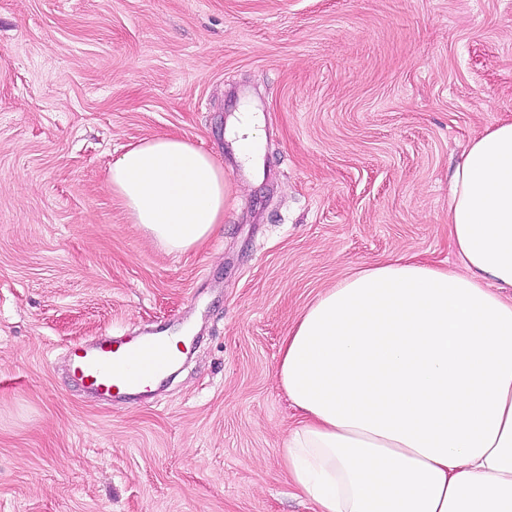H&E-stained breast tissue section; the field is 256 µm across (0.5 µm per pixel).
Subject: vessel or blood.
I'll list each match as a JSON object with an SVG mask.
<instances>
[{
    "instance_id": "b4317fda",
    "label": "vessel or blood",
    "mask_w": 512,
    "mask_h": 512,
    "mask_svg": "<svg viewBox=\"0 0 512 512\" xmlns=\"http://www.w3.org/2000/svg\"><path fill=\"white\" fill-rule=\"evenodd\" d=\"M183 353V341L169 335L99 336L85 345L72 344L67 367L75 382L101 397L142 395L151 392Z\"/></svg>"
}]
</instances>
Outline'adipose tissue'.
<instances>
[{
  "label": "adipose tissue",
  "instance_id": "obj_1",
  "mask_svg": "<svg viewBox=\"0 0 512 512\" xmlns=\"http://www.w3.org/2000/svg\"><path fill=\"white\" fill-rule=\"evenodd\" d=\"M107 185L178 252L221 224L232 191L168 135L129 146ZM448 227L461 271L412 257L359 269L282 340L300 419L281 457L312 512H512V120L468 144Z\"/></svg>",
  "mask_w": 512,
  "mask_h": 512
}]
</instances>
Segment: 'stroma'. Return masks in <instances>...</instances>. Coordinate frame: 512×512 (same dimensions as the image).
<instances>
[{
    "label": "stroma",
    "instance_id": "obj_1",
    "mask_svg": "<svg viewBox=\"0 0 512 512\" xmlns=\"http://www.w3.org/2000/svg\"><path fill=\"white\" fill-rule=\"evenodd\" d=\"M245 107L252 167L227 135ZM509 117L512 0H0V512H310L281 466L283 337L357 269H458L453 172ZM157 135L233 186L186 252L105 184ZM161 328L186 359L152 396L63 367Z\"/></svg>",
    "mask_w": 512,
    "mask_h": 512
}]
</instances>
